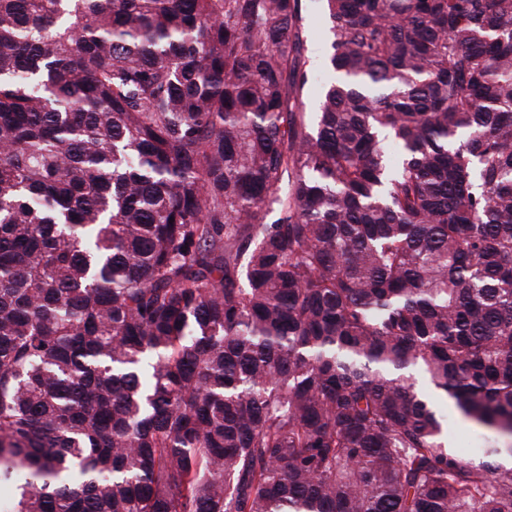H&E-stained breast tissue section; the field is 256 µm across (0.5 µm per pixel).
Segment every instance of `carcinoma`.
<instances>
[{"label":"carcinoma","instance_id":"1","mask_svg":"<svg viewBox=\"0 0 512 512\" xmlns=\"http://www.w3.org/2000/svg\"><path fill=\"white\" fill-rule=\"evenodd\" d=\"M322 2L0 0V512H512V0ZM302 15L308 36L310 48V66L315 68V79L306 89L303 98V109L305 112H312L317 104L320 85L328 78L325 64L321 59V47L325 38L324 27L321 18V4L316 0H302ZM448 415L451 424L453 446L462 455L478 459V452L481 448H487L494 441L503 443V440L498 438L493 432L476 429L470 422L466 421L451 408H448ZM473 438H478L480 441V448H478L476 453L470 452V448H467Z\"/></svg>","mask_w":512,"mask_h":512}]
</instances>
